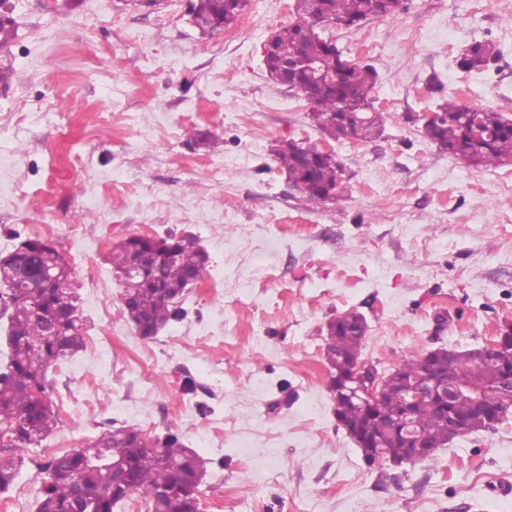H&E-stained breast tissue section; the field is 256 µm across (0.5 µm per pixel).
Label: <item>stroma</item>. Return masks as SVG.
<instances>
[{
	"mask_svg": "<svg viewBox=\"0 0 512 512\" xmlns=\"http://www.w3.org/2000/svg\"><path fill=\"white\" fill-rule=\"evenodd\" d=\"M10 5L0 257L28 238L53 245L80 329L99 333L49 371L46 446L128 425L177 431L211 461L200 512H512V415L428 460L370 466L338 425L323 357L328 320L349 310L382 372L486 345L512 323V160L466 166L422 122L444 98L512 117V0H408L394 17L332 27L378 72L383 126L369 142L328 139L308 102L268 77L262 47L293 0H249L236 27L206 38L186 0ZM477 40L497 58L459 69ZM192 128L212 146L189 142ZM283 138L335 154L341 200L291 186L270 152ZM187 233L210 261L185 317L143 339L108 254L134 234Z\"/></svg>",
	"mask_w": 512,
	"mask_h": 512,
	"instance_id": "stroma-1",
	"label": "stroma"
}]
</instances>
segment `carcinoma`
<instances>
[{
	"label": "carcinoma",
	"instance_id": "1",
	"mask_svg": "<svg viewBox=\"0 0 512 512\" xmlns=\"http://www.w3.org/2000/svg\"><path fill=\"white\" fill-rule=\"evenodd\" d=\"M248 6V0H190L189 14L200 34L212 35L236 26ZM403 8V0H294L293 19L274 33L279 55L296 58L312 56L324 77L335 83L325 90L318 80L305 78L302 95L319 113L324 123L319 129L326 137L340 141L368 142L381 132V112L373 105L372 91L377 71L368 64L347 58L338 46L323 41V36L308 38L315 19L326 17L348 28H362L376 18H391ZM498 54L487 40L472 42L459 55L458 68L483 70ZM366 117L358 122L345 119L344 111ZM423 132L440 144L448 154L468 167L490 168L512 159V119L485 109H468L446 99L431 110ZM481 129L486 137L476 140L472 131ZM273 156L298 189L315 195L321 189L335 188L342 180L340 163L324 158L318 148L295 139H285L272 146ZM15 266L4 271L12 287L0 291V311L9 313L10 356L0 368V491L13 485L19 461L14 450L24 446L38 448L53 430L57 418L49 395L48 371L75 355L85 346L78 325L76 292L70 288L71 268L65 258L41 239L28 238L16 249ZM110 262L116 277L130 270L140 276L132 286L124 287L130 295L125 305L128 320L139 335L149 338L148 329L181 320L185 309L182 297L189 277L205 270L209 255L193 235L152 237L129 236L112 246ZM55 275V283L42 286L46 269ZM39 306L44 315L37 317ZM360 313L348 312L327 324L325 361L328 389L350 374L360 361L365 333L357 326ZM442 374L461 378L473 389H487L497 374V358L480 350L440 354ZM425 368L421 355L405 358L383 375L380 411L372 414L350 400H341L340 422L365 430L376 429L381 416L402 414L408 405L399 390L400 383ZM454 412L464 420V433L476 434L494 429L468 399L454 405ZM412 417L424 436L439 445L448 441V424L429 403L412 408ZM382 451L395 456L401 451L398 435L390 431L375 434L373 447L363 450L365 460ZM108 462L116 459L132 475L131 489L147 505V512H200L193 478L207 472L208 459L186 447L180 434L169 430L163 436L148 438L142 430L128 426L105 435L89 448H74L50 459L37 512H70L77 503L76 487H93L96 497L85 512H113L126 498L121 488L112 487V476L100 468L94 458Z\"/></svg>",
	"mask_w": 512,
	"mask_h": 512
}]
</instances>
